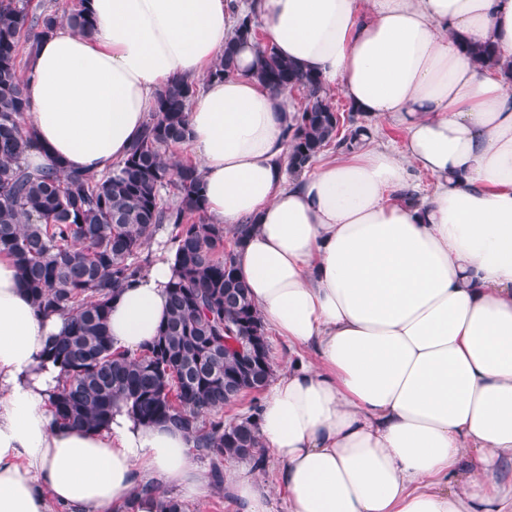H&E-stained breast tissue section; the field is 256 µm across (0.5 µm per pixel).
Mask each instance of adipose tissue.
<instances>
[{
    "mask_svg": "<svg viewBox=\"0 0 512 512\" xmlns=\"http://www.w3.org/2000/svg\"><path fill=\"white\" fill-rule=\"evenodd\" d=\"M92 31L41 36L24 124L33 168L112 172L158 92L200 82L187 113L207 223L253 227L237 269L291 347L255 419L277 465L283 512H512V0H83ZM278 54L364 115L401 126L399 149H358L287 176L297 106L253 76L213 79L240 15ZM501 56L480 66L462 41ZM435 179L397 198L411 168ZM165 251L111 304L115 347L137 354L168 316ZM67 318L37 311L0 255V512H159L173 487L200 502L209 476L192 437L125 410L59 426L61 374L45 360ZM240 512L271 492L228 471Z\"/></svg>",
    "mask_w": 512,
    "mask_h": 512,
    "instance_id": "adipose-tissue-1",
    "label": "adipose tissue"
}]
</instances>
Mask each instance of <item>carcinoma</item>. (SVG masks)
I'll use <instances>...</instances> for the list:
<instances>
[{
  "mask_svg": "<svg viewBox=\"0 0 512 512\" xmlns=\"http://www.w3.org/2000/svg\"><path fill=\"white\" fill-rule=\"evenodd\" d=\"M62 22L93 28L80 7L61 17L48 9L30 11L28 0H0V254L11 257L39 311L70 315L45 348L63 375L50 402L55 421L94 430L122 406L140 423L188 432L218 464L246 460L261 470L256 421L226 424L224 407L228 384L259 390L273 378L265 328L237 274L236 249L224 247V228L198 220L203 182L197 168L166 155L189 139L186 112L197 86L176 80L160 90L142 136L111 174L31 169L24 162L33 137L22 124L28 80L19 49L26 43L34 51L38 37ZM237 32L257 40L253 76L261 84L275 94H304L289 133V172L301 173L332 145L354 147L367 131L358 113H340L317 75L258 40L252 15L240 18ZM464 51L482 64L496 62L490 43L467 42ZM236 74L230 43L208 77ZM170 186L176 202L166 204L161 191ZM163 226L176 244L168 318L132 357L109 334L111 302L150 266L149 246Z\"/></svg>",
  "mask_w": 512,
  "mask_h": 512,
  "instance_id": "carcinoma-1",
  "label": "carcinoma"
}]
</instances>
